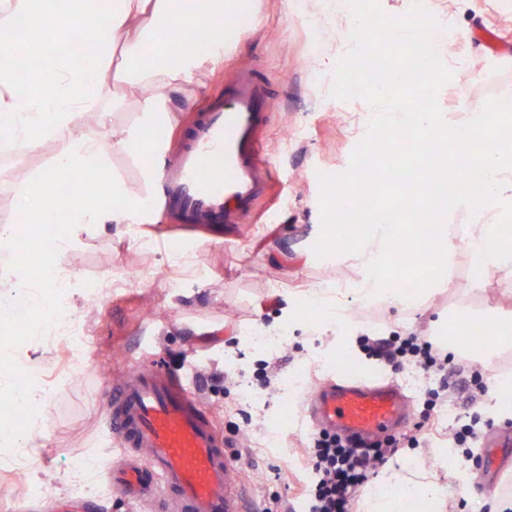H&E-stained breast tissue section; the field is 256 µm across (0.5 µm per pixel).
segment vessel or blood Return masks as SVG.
Returning <instances> with one entry per match:
<instances>
[{"instance_id":"obj_1","label":"vessel or blood","mask_w":512,"mask_h":512,"mask_svg":"<svg viewBox=\"0 0 512 512\" xmlns=\"http://www.w3.org/2000/svg\"><path fill=\"white\" fill-rule=\"evenodd\" d=\"M267 102L254 72L238 70L159 166L157 198L178 223L240 224L252 216L273 176L260 139ZM111 399L109 428L125 453L112 467L113 486L143 501H176V512H244V487L213 418L160 361L139 364ZM409 411L398 389L347 379L316 392L310 425L368 442Z\"/></svg>"}]
</instances>
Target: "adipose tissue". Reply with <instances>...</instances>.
Wrapping results in <instances>:
<instances>
[{
  "instance_id": "1",
  "label": "adipose tissue",
  "mask_w": 512,
  "mask_h": 512,
  "mask_svg": "<svg viewBox=\"0 0 512 512\" xmlns=\"http://www.w3.org/2000/svg\"><path fill=\"white\" fill-rule=\"evenodd\" d=\"M239 0H108L99 13L97 0H0V141L34 153L53 144V164L37 172L22 189L28 202L27 221L52 224L57 209L49 202L58 175L75 179L93 176L112 198L103 208L97 195L72 196L67 208L73 224H125L148 210L141 194L116 179L108 163L109 151L144 154L157 151L148 130L170 118V94L190 84L204 63L220 56L227 43L224 19L238 10ZM207 29L197 47L182 49L170 36L173 25ZM81 29L92 48L80 56L52 48L55 32ZM31 39H22V31ZM26 42L31 83L14 79L18 40ZM122 55V77L137 92L140 114L137 130L108 129L100 103L114 53ZM92 113L95 126L81 135L71 133L76 116ZM70 246L60 238L42 239L25 268H11L0 276V323L45 314L52 303L57 256ZM436 483L424 472L410 470L385 476L382 486L369 492L363 512H443Z\"/></svg>"
}]
</instances>
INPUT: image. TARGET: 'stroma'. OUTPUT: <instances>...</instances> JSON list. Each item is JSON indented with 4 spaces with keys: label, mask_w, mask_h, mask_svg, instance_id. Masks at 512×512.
<instances>
[{
    "label": "stroma",
    "mask_w": 512,
    "mask_h": 512,
    "mask_svg": "<svg viewBox=\"0 0 512 512\" xmlns=\"http://www.w3.org/2000/svg\"><path fill=\"white\" fill-rule=\"evenodd\" d=\"M232 20L231 48L205 65L186 91L171 95L169 125L162 129L166 145L179 143L185 128L206 103L224 93V82L237 70L257 71L267 84L269 112L263 129L275 187L266 212L241 224L208 229H181L158 206L136 225L151 249H141L124 224H72L66 218L47 225L49 234L71 239L60 264L71 293L61 310L87 329L90 345L83 365L63 367V341L43 344L35 369L48 390L40 410L44 430L21 463L0 460V502L10 512H27L31 485L49 486L57 512H159L112 487L104 467L88 469L89 490L71 491L77 462L120 458L106 420L112 405L106 392L134 367L160 357L168 370L190 389L212 414L218 438L233 443L234 463L248 488V512H263L268 498L279 495L293 512H302L300 487L307 478L301 463L310 435L292 424V416L311 396V387L335 378L327 356L347 342L351 357L375 372L377 379L399 386L413 409H421L426 392L438 388L436 376H423L421 392L407 384L406 371H394L366 356L363 335L450 336L449 315L472 309L475 319L494 312L512 321V271L495 273L484 288L471 290L464 254L448 267L446 286L421 307L387 303L366 305L347 300L348 334L311 323L289 324L303 289L332 286L357 279L351 263L316 260L311 246L321 230L318 173L343 172L366 135L373 109L358 100L337 105L329 91L332 70L313 65L327 48L345 53L339 24L330 12L312 16L305 0H242ZM436 17L450 20L455 36L443 46V58L465 59L437 98L444 117L483 106L489 98L512 99V0H424ZM53 151L28 154L0 149V225L22 217L15 194L35 172L51 163ZM161 153H111L110 168L130 189L150 195L153 180L145 169L156 168ZM182 250L186 263L182 286H168L172 250ZM111 283L112 291L88 305L86 282ZM252 331L283 333L286 344L276 352L250 343ZM268 362L273 376L266 388L255 379L258 363ZM306 376L304 385L286 388L291 374ZM463 399L438 408L437 431L422 430L416 449H403L386 471L425 465L444 489V512H500L512 500V447L498 452L497 488L486 491L456 487L458 465L448 446L447 431L463 418Z\"/></svg>",
    "instance_id": "35a3bbf8"
}]
</instances>
